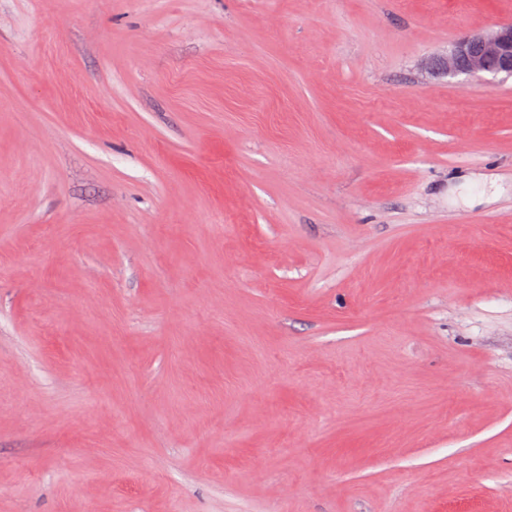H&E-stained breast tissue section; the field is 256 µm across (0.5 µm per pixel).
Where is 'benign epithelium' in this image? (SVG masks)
I'll use <instances>...</instances> for the list:
<instances>
[{
	"mask_svg": "<svg viewBox=\"0 0 512 512\" xmlns=\"http://www.w3.org/2000/svg\"><path fill=\"white\" fill-rule=\"evenodd\" d=\"M490 58L498 61L494 69L487 66ZM424 67L435 76L489 74L496 77L503 74L512 78V21L503 22L489 32L459 39L449 51L431 57Z\"/></svg>",
	"mask_w": 512,
	"mask_h": 512,
	"instance_id": "benign-epithelium-1",
	"label": "benign epithelium"
}]
</instances>
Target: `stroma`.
<instances>
[{"mask_svg": "<svg viewBox=\"0 0 512 512\" xmlns=\"http://www.w3.org/2000/svg\"><path fill=\"white\" fill-rule=\"evenodd\" d=\"M512 0H0V512H512ZM493 58L498 66L490 69L487 60ZM424 67L435 76L496 77L504 74L512 78V21L503 22L486 33H476L456 41L445 53L425 62Z\"/></svg>", "mask_w": 512, "mask_h": 512, "instance_id": "stroma-1", "label": "stroma"}]
</instances>
